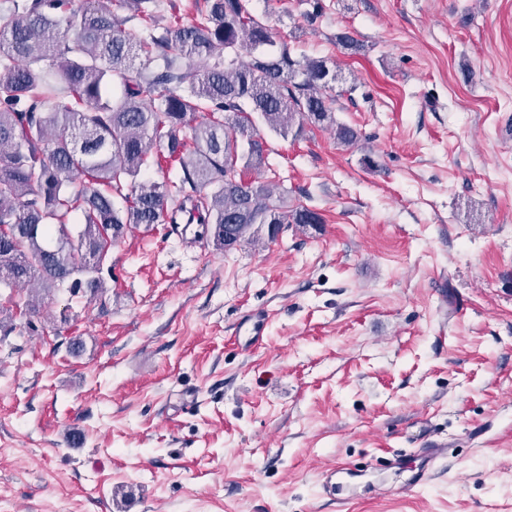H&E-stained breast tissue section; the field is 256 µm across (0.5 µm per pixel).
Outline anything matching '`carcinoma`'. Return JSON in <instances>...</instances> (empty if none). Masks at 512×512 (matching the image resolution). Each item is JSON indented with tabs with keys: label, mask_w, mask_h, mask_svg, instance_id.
Listing matches in <instances>:
<instances>
[{
	"label": "carcinoma",
	"mask_w": 512,
	"mask_h": 512,
	"mask_svg": "<svg viewBox=\"0 0 512 512\" xmlns=\"http://www.w3.org/2000/svg\"><path fill=\"white\" fill-rule=\"evenodd\" d=\"M125 2V18L105 0L0 12V288L31 289L29 315L42 293L105 288L112 243L139 226L194 211L227 250L257 224L323 223L248 177L265 164L264 131L359 138L334 117L336 68L276 46L245 0H203L192 22L167 0L163 26L156 0ZM152 168L174 176L143 178Z\"/></svg>",
	"instance_id": "1"
}]
</instances>
